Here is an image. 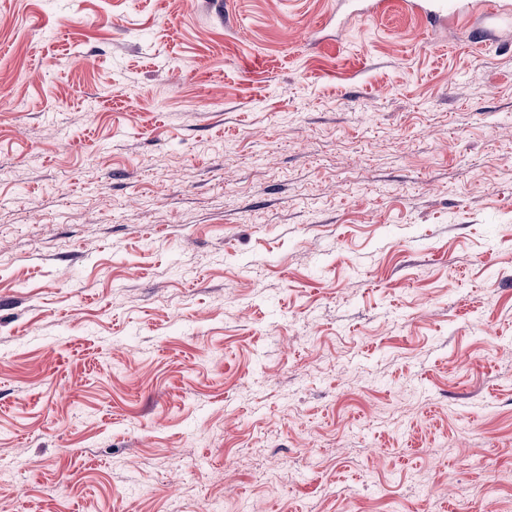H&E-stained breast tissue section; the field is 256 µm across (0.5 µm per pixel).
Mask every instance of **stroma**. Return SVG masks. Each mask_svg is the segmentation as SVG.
Segmentation results:
<instances>
[{"label": "stroma", "instance_id": "1", "mask_svg": "<svg viewBox=\"0 0 512 512\" xmlns=\"http://www.w3.org/2000/svg\"><path fill=\"white\" fill-rule=\"evenodd\" d=\"M387 2L0 0V512H512V29ZM338 5L348 15L355 14L372 17L382 12L384 1L340 0Z\"/></svg>", "mask_w": 512, "mask_h": 512}]
</instances>
